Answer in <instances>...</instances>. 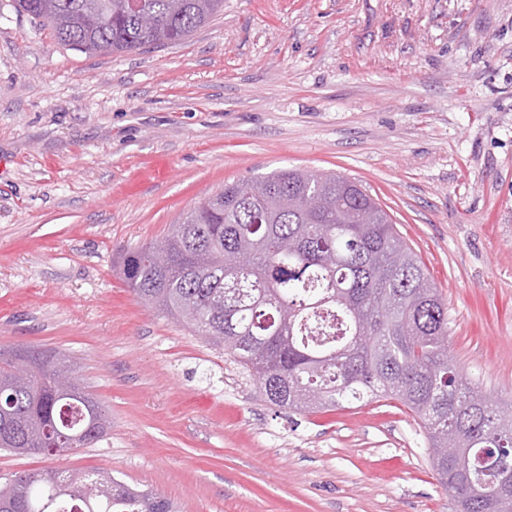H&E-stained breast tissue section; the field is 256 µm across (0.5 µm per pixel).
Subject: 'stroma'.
Returning <instances> with one entry per match:
<instances>
[{"label":"stroma","mask_w":512,"mask_h":512,"mask_svg":"<svg viewBox=\"0 0 512 512\" xmlns=\"http://www.w3.org/2000/svg\"><path fill=\"white\" fill-rule=\"evenodd\" d=\"M359 181L421 257L457 368L512 402V0H224L184 41L59 45L0 0V350L52 349L106 435L24 470H111L180 512H455L395 401L292 412L139 302L119 254L224 184Z\"/></svg>","instance_id":"stroma-1"}]
</instances>
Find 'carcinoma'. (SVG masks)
I'll return each instance as SVG.
<instances>
[{"instance_id":"obj_1","label":"carcinoma","mask_w":512,"mask_h":512,"mask_svg":"<svg viewBox=\"0 0 512 512\" xmlns=\"http://www.w3.org/2000/svg\"><path fill=\"white\" fill-rule=\"evenodd\" d=\"M16 0L61 45L126 53L179 42L224 0ZM156 21L145 28L140 15ZM122 275L135 296L231 356L270 404L293 411L395 400L419 421L438 480L458 512H512L495 455L512 469V417L459 374L448 348V309L427 268L390 216L355 181L282 169L233 183L169 226L162 248L127 251ZM22 358L31 376L15 373ZM54 350L0 352V450L59 455L99 441L105 406ZM176 512L159 493L112 472H20L0 482V512Z\"/></svg>"}]
</instances>
